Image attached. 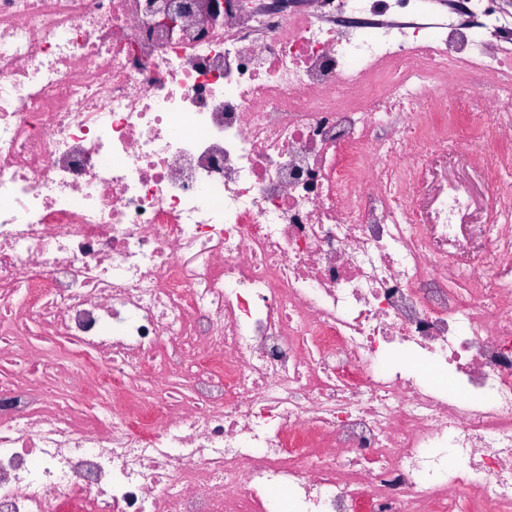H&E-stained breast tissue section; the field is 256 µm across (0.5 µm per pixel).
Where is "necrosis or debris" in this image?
<instances>
[{"label": "necrosis or debris", "mask_w": 512, "mask_h": 512, "mask_svg": "<svg viewBox=\"0 0 512 512\" xmlns=\"http://www.w3.org/2000/svg\"><path fill=\"white\" fill-rule=\"evenodd\" d=\"M500 2L0 0V512H512Z\"/></svg>", "instance_id": "necrosis-or-debris-1"}]
</instances>
